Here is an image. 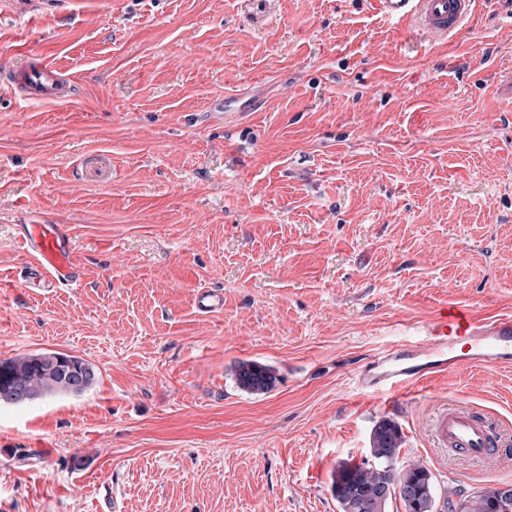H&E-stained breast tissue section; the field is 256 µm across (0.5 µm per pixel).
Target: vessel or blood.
<instances>
[{"mask_svg": "<svg viewBox=\"0 0 512 512\" xmlns=\"http://www.w3.org/2000/svg\"><path fill=\"white\" fill-rule=\"evenodd\" d=\"M392 20L417 19L438 40L459 34L468 23L474 0H377ZM5 83L32 102L70 100L73 84L52 64L31 57L6 70ZM18 243L30 262L23 286L33 292L81 285L83 273L74 257L69 225L44 216L23 225ZM199 313L223 311L222 291L197 292ZM471 365L484 369L512 367V317H481L467 308L449 307L427 322L416 338L398 341L359 364L353 374L361 395L413 396L422 384ZM438 447L473 463L491 459L500 440L494 423L471 408L452 404L427 424Z\"/></svg>", "mask_w": 512, "mask_h": 512, "instance_id": "vessel-or-blood-1", "label": "vessel or blood"}]
</instances>
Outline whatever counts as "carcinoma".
Segmentation results:
<instances>
[{
    "mask_svg": "<svg viewBox=\"0 0 512 512\" xmlns=\"http://www.w3.org/2000/svg\"><path fill=\"white\" fill-rule=\"evenodd\" d=\"M89 361L59 351L45 350L0 360V404L17 405L59 395H81L97 382ZM243 390L262 395L277 382L273 369L255 361L240 362L234 372ZM402 435L399 425L383 419L373 427L368 454L371 461H349L336 466L331 491L340 512H387L400 500L404 512H512V483L468 492L458 488L439 498L431 470L417 462L397 466Z\"/></svg>",
    "mask_w": 512,
    "mask_h": 512,
    "instance_id": "cac0c4a2",
    "label": "carcinoma"
}]
</instances>
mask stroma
<instances>
[{
	"mask_svg": "<svg viewBox=\"0 0 512 512\" xmlns=\"http://www.w3.org/2000/svg\"><path fill=\"white\" fill-rule=\"evenodd\" d=\"M28 56L80 92L0 87V359L98 379L0 405V512H340L333 472L382 419L438 491L512 483V444L472 464L420 430L452 399L512 435V369L405 411L352 381L444 307L512 316V0L437 43L376 0H0V66ZM45 214L84 285L35 297L16 238ZM246 360L272 391L237 386ZM195 306L202 314L221 312L224 309V293L221 290L204 288L197 292ZM236 384L254 395H262L271 391L278 380L273 369L255 361L240 362L234 372Z\"/></svg>",
	"mask_w": 512,
	"mask_h": 512,
	"instance_id": "1",
	"label": "stroma"
}]
</instances>
